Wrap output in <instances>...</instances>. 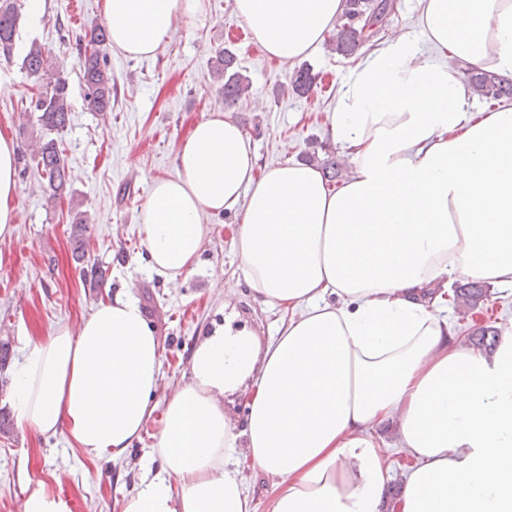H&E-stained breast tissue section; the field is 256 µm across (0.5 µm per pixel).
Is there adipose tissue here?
<instances>
[{"instance_id":"obj_1","label":"adipose tissue","mask_w":512,"mask_h":512,"mask_svg":"<svg viewBox=\"0 0 512 512\" xmlns=\"http://www.w3.org/2000/svg\"><path fill=\"white\" fill-rule=\"evenodd\" d=\"M419 36L392 35L350 70L326 133L347 161L329 188L300 161L258 167L230 115L196 122L177 175L144 203L153 272L196 263L204 217L241 214L245 280L288 323L260 343L232 323L203 337L166 402L163 466L119 512H256L226 453L271 478L266 512H512V323L486 354L439 314L458 279L512 287V106L476 112L459 65L512 78V0H419ZM345 0H235L265 53L308 57ZM113 48L151 56L176 22L206 25L203 0H103ZM17 147L0 135V238L19 222ZM160 342L138 303L115 296L79 328L35 342L13 377L19 425L66 433L117 461L151 419ZM249 390L235 425L224 397ZM414 464L397 497L379 431ZM23 512H71L26 479Z\"/></svg>"}]
</instances>
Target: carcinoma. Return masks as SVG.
I'll return each mask as SVG.
<instances>
[{
  "label": "carcinoma",
  "mask_w": 512,
  "mask_h": 512,
  "mask_svg": "<svg viewBox=\"0 0 512 512\" xmlns=\"http://www.w3.org/2000/svg\"><path fill=\"white\" fill-rule=\"evenodd\" d=\"M388 4L374 0H345V10L336 25L333 38L334 50L343 56L353 55L363 42L374 36L373 27L386 12ZM18 11L12 0H0V61L9 62L13 57ZM109 43V32L101 27L91 34L86 43L79 66L85 86V103L91 112H105L112 103V73L107 68L105 49ZM234 58L218 50L211 58L209 74L222 82L224 102L233 103L249 91L248 81L236 71H231ZM23 66L31 76H39L49 68V61L42 47L31 43ZM469 82L480 95L489 100L512 99V83L496 74L476 69L469 70ZM316 84V76L307 69L296 72L293 87L297 94L309 93ZM30 106L38 113L37 121L46 133L62 132L70 123L72 105L66 81L57 78L47 84L37 96L31 98ZM32 156L36 169L47 181L48 199L55 201L67 190L68 167L57 139L43 137L35 143ZM486 296V291L477 282L456 289V302L469 307L476 306Z\"/></svg>",
  "instance_id": "1"
}]
</instances>
